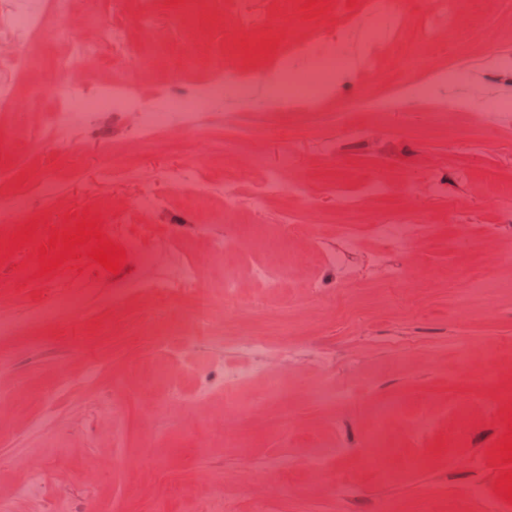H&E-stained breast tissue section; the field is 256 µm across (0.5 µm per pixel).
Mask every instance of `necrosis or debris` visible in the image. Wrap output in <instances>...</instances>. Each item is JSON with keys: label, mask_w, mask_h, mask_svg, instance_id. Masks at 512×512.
I'll use <instances>...</instances> for the list:
<instances>
[{"label": "necrosis or debris", "mask_w": 512, "mask_h": 512, "mask_svg": "<svg viewBox=\"0 0 512 512\" xmlns=\"http://www.w3.org/2000/svg\"><path fill=\"white\" fill-rule=\"evenodd\" d=\"M74 0H43L39 8H30L26 0H11L7 24L15 38L12 46L1 49L0 57L13 60L16 69L29 72L28 85L33 97L53 95L59 112L41 123L31 136L32 149L48 147L62 138L76 122L92 121L104 112L122 114L127 120L129 136L138 140L155 137L160 131L175 132L178 128L196 125L208 112L211 97L232 95L249 98L256 84L268 85L273 101L280 106L294 108L304 115L321 112L327 89L336 79L337 63L352 64L353 75L364 72H386L389 61L382 56L381 46L397 49V61L411 70L417 78L412 82L388 81L376 96L353 95L344 109L331 114L330 119L345 140L360 143L370 130L367 123L357 121L355 111L364 110L372 119H380L404 102L423 99L434 85L445 77L464 82L470 68L466 55H449L447 68L431 65L421 52L422 42L435 32L464 30L469 26L464 10L465 0H426L423 13H416L415 0H355L353 6L337 8L327 21V30H333L335 45H327L324 31L307 40L294 38L286 21L272 16L236 17L235 32L224 36L223 64L209 66V79L196 87L185 82L186 73L200 64L199 56L157 59L142 56L128 39L123 23L109 21L97 10L98 0H88V28L74 24L71 14ZM419 20L416 40L405 39L404 33L412 20ZM270 29L276 32L275 51L264 66L246 70L234 65L238 33ZM362 30L366 52L358 63H351L343 42L349 33ZM111 47L107 59L110 70L133 67L143 70L163 66L168 72L166 86L152 98L145 99L138 88L125 80H109L93 93L85 92L78 76L83 64L96 58L101 49ZM50 59L51 67L38 74L42 59ZM392 187L388 176H379L372 182L350 185L339 182L331 187L342 212L351 213L364 208L368 199L380 197ZM371 230L383 248L407 246L413 239L432 234V225L426 224L411 210L384 211L372 221ZM248 238L257 241V258L249 267L260 288H281L285 285V267L278 257L279 247L274 236L257 235L255 228L245 231ZM147 292L157 301L194 297L199 304L196 316L177 329L183 347H192L197 337L208 335L213 317L223 316L227 307L238 300L235 277L228 276L203 289L196 262L183 258L167 276L148 284ZM84 293L83 284L72 279L66 268H59L51 302L34 303L29 317L34 321L55 319L59 308L77 305ZM234 359L224 364L221 387L232 391L246 382L264 361L283 360L291 356L286 347L271 348L265 337L254 336L240 342L234 349Z\"/></svg>", "instance_id": "4bbe7bcc"}]
</instances>
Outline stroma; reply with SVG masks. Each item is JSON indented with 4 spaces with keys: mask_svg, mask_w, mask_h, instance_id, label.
Returning <instances> with one entry per match:
<instances>
[{
    "mask_svg": "<svg viewBox=\"0 0 512 512\" xmlns=\"http://www.w3.org/2000/svg\"><path fill=\"white\" fill-rule=\"evenodd\" d=\"M103 2L107 13L127 22L141 54L161 52L156 34L178 15L183 31L174 35L173 45L184 51L210 46L219 60L224 29L234 26L237 12L284 11L292 17L295 36L306 38L336 9L334 0H317L311 7L305 0H234L223 13L217 0H195L189 11L179 0H152L153 22L144 26L136 21L141 0ZM469 8L482 33L512 46V0H471ZM469 52L473 86L446 82L438 96L466 99L476 86L490 97L512 95V64L498 66L479 43ZM1 80L12 82L16 102L14 109L0 112V197L7 198L30 175L44 171L46 157L32 150L29 132L56 105L49 96L31 102L18 71L0 68ZM229 112L245 116L238 152L230 157L224 154ZM253 118L265 124L284 120L257 100L225 98L201 124L180 129V138L193 148L186 154L127 142L121 119L101 115L66 135L68 163L52 175L59 199L36 196L24 214L0 217V252L6 254L0 259V318L17 327L15 335L0 338L8 367L0 374V495L11 494L25 479L36 461L34 450L51 434L60 448L39 461L56 494L40 502L17 499L14 512H82L90 497L100 512H155L160 503L168 512H202L219 490L234 512H256L261 501L265 512H386L393 503L402 512H512V503L496 492L498 478L512 469L498 451L512 430V394H503L512 391V291L489 296L476 288L481 281H512V207L494 194L498 183H512V134L475 125L462 112L452 143L435 131L429 105L409 102L387 113L366 142L344 145V156L354 164L349 170L319 151L320 140L338 136L328 121L294 127L282 139L253 141L247 137ZM104 137L121 146L140 179H101ZM193 157L203 167L195 185L155 180L157 170L183 166ZM288 158L310 182L308 193L273 198L260 215L245 203L229 221L210 224L211 210L224 205L225 166L236 167L233 189L246 199ZM438 162L442 190L415 192ZM460 166L468 169V182L458 181ZM383 173L393 177L391 193L370 202L359 220L410 206L435 224V232L381 256L365 242L351 258L355 287L338 293V274L321 254L322 248L335 247V238L320 247L291 239L279 215L297 210L309 226L335 228L339 208L329 184ZM147 193L162 199L163 207L141 212ZM452 197L467 205L453 219ZM116 210L125 223L153 226L154 262L129 257L114 274L85 255L68 260L86 288L82 305L61 311L55 322L30 324L28 303L50 297L53 276L40 274L32 247L10 251V235L32 223L46 240L51 228L75 225L77 213L101 217ZM204 223L227 242L224 256L210 253L197 237L196 227ZM258 223L281 240L288 286L269 291L262 305L253 307L248 299L254 286L240 263L239 229ZM485 224L494 225V238L481 235ZM174 228L197 259L201 283L228 272L239 281L242 300L217 325L230 342L255 335L278 341L276 326L282 321L294 329L288 339L294 354L277 368L285 396L264 403L261 411L242 412L237 430L250 446L240 451L225 447L216 423L224 414L223 395L204 402L195 398L203 385L220 382L223 346L202 340L191 358L177 357L176 337L149 319L144 296H129L117 306L109 301L124 281L147 283L169 273L177 257L168 240ZM395 267L414 271L412 292L390 281L387 271ZM312 276L324 283L322 298H309L300 286ZM467 347L477 349L481 360L465 370L459 356ZM89 361L102 366L94 382L45 400L58 369L78 372ZM130 365L136 373H127ZM116 394L125 414L108 409ZM386 402L403 405L398 418L385 425L393 456L389 463L369 464L362 454L372 442L375 412ZM47 411L53 419L48 430L38 425ZM463 415L470 426L459 446L449 447ZM113 433L123 435V447L112 446ZM343 483L354 485L351 497L339 496Z\"/></svg>",
    "mask_w": 512,
    "mask_h": 512,
    "instance_id": "stroma-1",
    "label": "stroma"
}]
</instances>
